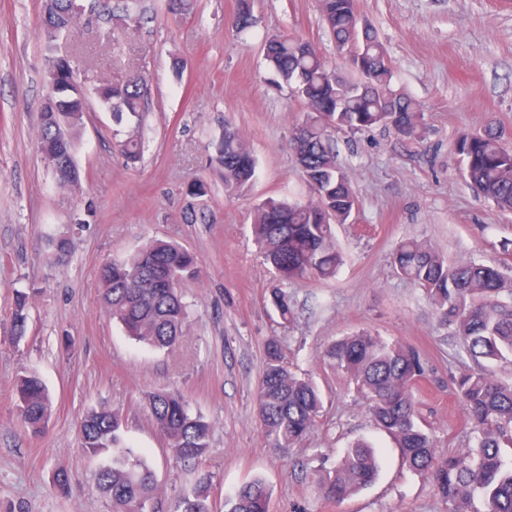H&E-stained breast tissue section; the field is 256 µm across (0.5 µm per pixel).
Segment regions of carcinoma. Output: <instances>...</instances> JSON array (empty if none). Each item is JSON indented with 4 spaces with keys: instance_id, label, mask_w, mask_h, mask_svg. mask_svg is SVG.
I'll return each mask as SVG.
<instances>
[{
    "instance_id": "1",
    "label": "carcinoma",
    "mask_w": 512,
    "mask_h": 512,
    "mask_svg": "<svg viewBox=\"0 0 512 512\" xmlns=\"http://www.w3.org/2000/svg\"><path fill=\"white\" fill-rule=\"evenodd\" d=\"M321 17L335 44L350 49L353 71L368 80L346 79L329 69L306 42L275 34L265 43L271 68L304 105L293 126L291 142L312 198L305 202L268 198L254 211L252 234L274 273L290 281L308 275L331 279L341 264L333 243V225L344 224L357 196L336 154L334 133L381 126L416 137L423 125L422 106L389 88L391 67L374 30L360 21L355 0H319ZM76 0H44L42 25L48 42L71 33L79 24ZM251 0H238L232 27L244 33L254 27ZM67 56L47 62L39 130L43 158L76 170L75 139L83 124L86 97ZM95 94L117 124L139 120L149 93L144 75L100 81ZM215 162L229 192L253 182L257 161L239 132L227 127L215 143ZM463 173L477 194L501 212L512 213V147L493 126L480 134L464 133L456 141ZM244 156L251 162L243 164ZM394 265L403 278L421 287L440 322L473 366L452 379L475 443L470 448L439 452L438 440L419 422L413 388L424 373L410 348L368 331L344 336L324 352L329 365L344 373L364 400L377 428L400 449L403 464L427 478L448 512H512V466L502 449L512 448V382L488 371L484 362L512 363V300L502 293L512 287L503 268L474 260L448 263L429 244L400 242ZM196 261L178 245L154 240L99 269L101 300L106 313L128 336L154 350L171 351L186 335L181 286L196 278ZM29 295L16 293L11 312L12 335L26 336ZM16 412L33 433L42 432L51 417V402L35 376L16 382ZM141 405L167 441L173 458L190 463L209 448L210 422L192 414L181 396L166 390L144 394ZM322 409L318 387L288 367L279 343L272 340L257 392V411L264 438L274 448L288 449L316 425ZM122 420L110 407L86 411L79 424L83 451L98 460L94 490L112 505V512H140L157 494L154 472L145 458L121 435ZM380 471V455L371 443L357 441L330 470L312 476L319 495L343 503L371 485ZM270 491L261 479L240 487L224 502V512H268ZM172 512H212L210 483L202 478L191 492L177 497Z\"/></svg>"
}]
</instances>
